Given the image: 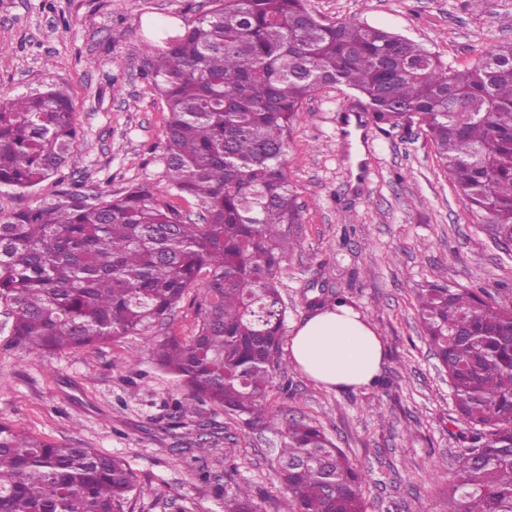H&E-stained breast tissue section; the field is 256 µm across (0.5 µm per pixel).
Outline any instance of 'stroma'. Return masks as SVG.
I'll return each instance as SVG.
<instances>
[{"label": "stroma", "mask_w": 512, "mask_h": 512, "mask_svg": "<svg viewBox=\"0 0 512 512\" xmlns=\"http://www.w3.org/2000/svg\"><path fill=\"white\" fill-rule=\"evenodd\" d=\"M328 20H357L404 35L449 66H472L512 40V0H310ZM208 0H0V98L55 87L72 99L79 140L64 168L117 194L161 186L168 114L141 76L152 24L193 20ZM347 90L323 89L294 126L288 175L302 222L284 263L285 331L313 299L340 295L366 315L387 353L379 382L324 387L283 360L285 393L269 401L316 421L366 473L367 512H451L448 474L464 428L446 374L424 338L416 294L427 282L485 290L512 308V249L493 240L439 168L418 127L369 120L344 131ZM187 294L139 335L97 348L25 353L8 346L0 305V422L34 437L123 458L137 479L126 512H225L249 484L261 512H281L274 459L281 439L212 405L176 414L186 393L158 365L155 344L192 336Z\"/></svg>", "instance_id": "stroma-1"}]
</instances>
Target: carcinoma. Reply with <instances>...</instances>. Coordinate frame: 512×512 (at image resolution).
Here are the masks:
<instances>
[{
  "label": "carcinoma",
  "instance_id": "cac0c4a2",
  "mask_svg": "<svg viewBox=\"0 0 512 512\" xmlns=\"http://www.w3.org/2000/svg\"><path fill=\"white\" fill-rule=\"evenodd\" d=\"M143 53L168 112L163 178L200 222L147 186L114 197L73 184L0 216L10 343L94 348L164 320L193 290L197 331L161 340L160 367L189 400L281 436L283 512H366L364 471L313 421L268 404L282 371L278 277L300 223L292 130L306 102L335 85L380 130L419 125L493 239L511 244L512 41L458 70L402 35L322 19L308 0H209L179 28L152 27ZM77 139L68 94L0 99V186L25 192L58 175ZM417 311L468 424L452 512H512V309L433 282ZM136 487L119 457L0 423V512H125ZM226 512H259L250 486L235 487Z\"/></svg>",
  "mask_w": 512,
  "mask_h": 512
}]
</instances>
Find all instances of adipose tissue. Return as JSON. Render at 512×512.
Wrapping results in <instances>:
<instances>
[{"mask_svg": "<svg viewBox=\"0 0 512 512\" xmlns=\"http://www.w3.org/2000/svg\"><path fill=\"white\" fill-rule=\"evenodd\" d=\"M288 357L312 380L330 388L373 385L385 364L381 336L367 317L346 304L316 311L298 325Z\"/></svg>", "mask_w": 512, "mask_h": 512, "instance_id": "obj_1", "label": "adipose tissue"}]
</instances>
